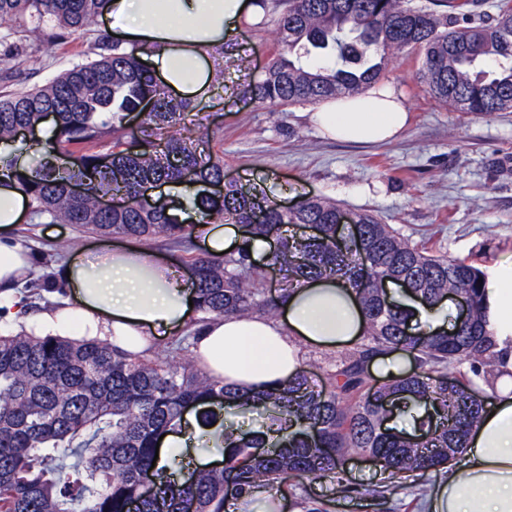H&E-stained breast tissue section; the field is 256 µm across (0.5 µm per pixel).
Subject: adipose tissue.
Masks as SVG:
<instances>
[{
	"mask_svg": "<svg viewBox=\"0 0 512 512\" xmlns=\"http://www.w3.org/2000/svg\"><path fill=\"white\" fill-rule=\"evenodd\" d=\"M256 9L254 0H104L102 19L120 41L145 50L164 83L184 94L209 86L211 52L222 47ZM312 119L332 138L379 143L404 128L407 111L397 93L375 86L354 98L322 103ZM27 197L0 185V331L10 328L21 274L31 256L17 239ZM195 235L215 256L266 240L244 241L233 225L198 224ZM71 301L41 320L44 333L107 339L140 352L148 339L177 332L193 315L195 291L184 271L165 256L132 245L101 243L94 257L73 255L59 268ZM487 320L503 354L501 388L489 413L471 431L461 460L431 492L428 512H512V265L494 271L485 290ZM365 318L352 289L320 280L296 289L277 319L220 316L208 319L193 352L214 379L241 387H278L300 370L299 342L339 346L356 340Z\"/></svg>",
	"mask_w": 512,
	"mask_h": 512,
	"instance_id": "adipose-tissue-1",
	"label": "adipose tissue"
}]
</instances>
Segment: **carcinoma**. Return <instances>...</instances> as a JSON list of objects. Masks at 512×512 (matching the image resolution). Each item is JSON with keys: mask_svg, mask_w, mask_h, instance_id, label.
<instances>
[{"mask_svg": "<svg viewBox=\"0 0 512 512\" xmlns=\"http://www.w3.org/2000/svg\"><path fill=\"white\" fill-rule=\"evenodd\" d=\"M104 0H0V20L30 9L73 30L97 16ZM277 28L276 48L251 87L264 106L287 110L365 93L389 60L417 54L421 82L437 102L457 112H512V0H498L495 14L475 19L468 0L446 15L412 0H259ZM320 50L331 66L301 62ZM186 105L154 80L136 48L117 43L112 52L76 66L33 91L0 97V141L53 116V143L68 165L45 155L37 167L10 164L6 176L26 192L34 219L74 224L102 236H124L189 250L191 225L147 192L158 183L203 186L224 180V160L203 156L191 137L178 133ZM143 114L140 149L126 146L124 118ZM82 184L80 195L71 187ZM106 195L127 205L104 210ZM194 208L206 224H245L248 239L270 225L317 224L303 240L284 238L271 262L290 285L342 278L355 291L365 317L356 347L336 357L328 385L315 391L301 373L286 387L231 388L196 362L190 340L211 316H276L262 271L242 248L222 257L191 255L200 316L173 343L174 355L128 354L87 338L36 335L20 327L0 333V512H225V483L237 494L277 490L287 478L329 480L335 493L348 488L336 458L372 456L397 480L445 468L466 447L489 396L480 394L483 368L500 362L488 329L484 272L466 259L436 255L411 244L391 225L354 214L358 232L337 245L338 204L308 197L283 212L262 190L225 187L213 199L198 190ZM266 223L255 224L256 214ZM408 282L410 292L437 305L451 292L471 303L468 321L448 332L413 333L412 311L385 299L384 283ZM413 352L417 372L372 386L370 364L396 348ZM224 402L248 410L262 406L267 422L246 437L224 433V467L196 468L182 483L168 465L152 466L159 437L181 425L185 406ZM391 410L410 416L413 433L386 426ZM152 471L155 491L140 495L141 474Z\"/></svg>", "mask_w": 512, "mask_h": 512, "instance_id": "cac0c4a2", "label": "carcinoma"}]
</instances>
